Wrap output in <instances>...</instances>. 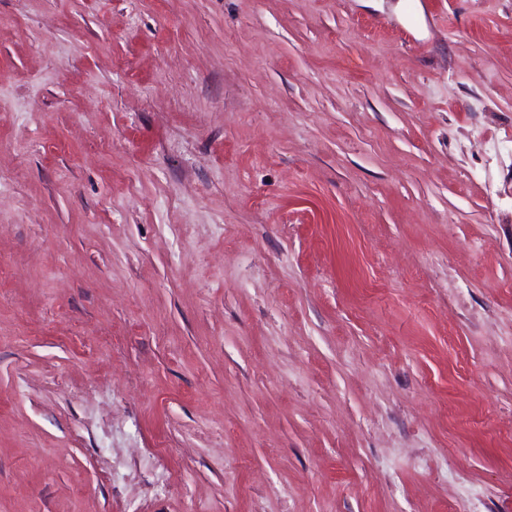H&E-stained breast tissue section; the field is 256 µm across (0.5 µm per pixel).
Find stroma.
<instances>
[{
  "instance_id": "1",
  "label": "stroma",
  "mask_w": 512,
  "mask_h": 512,
  "mask_svg": "<svg viewBox=\"0 0 512 512\" xmlns=\"http://www.w3.org/2000/svg\"><path fill=\"white\" fill-rule=\"evenodd\" d=\"M0 512H512V0H0Z\"/></svg>"
}]
</instances>
